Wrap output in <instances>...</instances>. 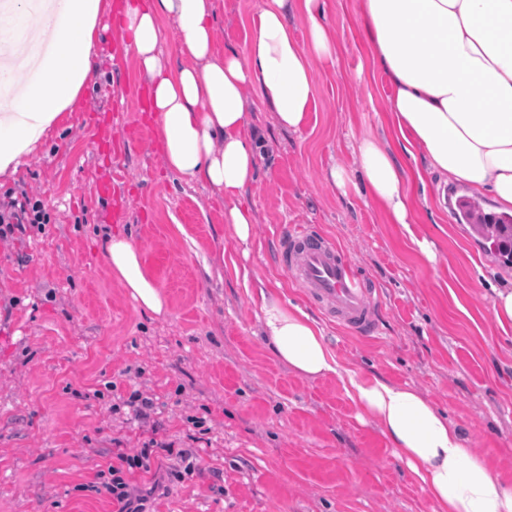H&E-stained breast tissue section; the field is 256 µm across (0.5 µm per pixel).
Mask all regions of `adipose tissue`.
Wrapping results in <instances>:
<instances>
[{"instance_id": "adipose-tissue-1", "label": "adipose tissue", "mask_w": 512, "mask_h": 512, "mask_svg": "<svg viewBox=\"0 0 512 512\" xmlns=\"http://www.w3.org/2000/svg\"><path fill=\"white\" fill-rule=\"evenodd\" d=\"M102 0H45L29 29L47 45L21 57L11 110L0 112V176L14 174L96 74ZM305 21L306 38L288 25ZM325 0H264L244 50L215 48L212 0H133L115 21L150 94L149 110L166 169L224 197V222L248 244L255 223L242 195L258 176L259 146L248 130L246 93L258 90L281 127L297 130L314 102L310 61L333 60ZM371 65L391 89L388 110L400 146L357 141L356 167H332L340 191L363 188L390 223L409 225L416 201L399 153L416 174L436 173L489 197L512 214V0H359ZM178 28L180 62L163 52L162 21ZM113 278L153 316L169 303L132 238L102 245ZM260 332L276 358L306 379L336 376L435 502L436 512H512V478L470 448L467 429L415 389L342 368L322 327L298 306L261 300Z\"/></svg>"}]
</instances>
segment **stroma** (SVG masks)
<instances>
[{"label":"stroma","mask_w":512,"mask_h":512,"mask_svg":"<svg viewBox=\"0 0 512 512\" xmlns=\"http://www.w3.org/2000/svg\"><path fill=\"white\" fill-rule=\"evenodd\" d=\"M263 0H213L218 46L244 48ZM358 0H327L337 59L312 60L314 102L288 131L251 96L259 177L244 200L257 218L241 247L211 187L169 173L143 120L134 57L112 65L120 34L100 19L97 76L17 172L0 202L36 193L45 213L0 240V512H117L101 489L116 455L149 440L189 448L124 478L144 512H433L379 429L333 377L311 380L260 336V292L318 308L275 262L284 227L332 237L375 290V339L324 322L345 368L381 374L468 427L477 454L512 477V328L493 320L491 286L512 264L459 221L471 198L455 181L410 228L371 200L341 196L327 174L352 164L351 133L390 138V88L361 40ZM130 235L169 301L155 318L113 279L101 249ZM428 239L435 262L420 254ZM151 398L136 419L134 395Z\"/></svg>","instance_id":"stroma-1"}]
</instances>
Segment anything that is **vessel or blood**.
I'll list each match as a JSON object with an SVG mask.
<instances>
[{"mask_svg":"<svg viewBox=\"0 0 512 512\" xmlns=\"http://www.w3.org/2000/svg\"><path fill=\"white\" fill-rule=\"evenodd\" d=\"M277 255L282 269L301 284L307 299L325 316L358 337H371L374 291L332 239L301 226L281 236Z\"/></svg>","mask_w":512,"mask_h":512,"instance_id":"obj_1","label":"vessel or blood"}]
</instances>
